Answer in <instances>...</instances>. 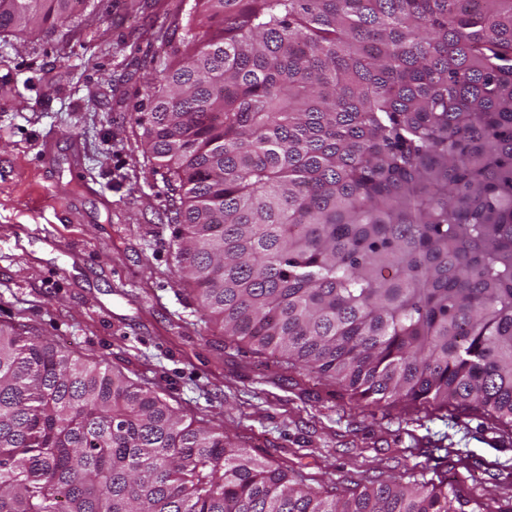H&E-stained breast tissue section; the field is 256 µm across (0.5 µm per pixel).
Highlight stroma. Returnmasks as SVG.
<instances>
[{
	"label": "stroma",
	"instance_id": "obj_1",
	"mask_svg": "<svg viewBox=\"0 0 512 512\" xmlns=\"http://www.w3.org/2000/svg\"><path fill=\"white\" fill-rule=\"evenodd\" d=\"M95 3L80 28L0 35V325L150 380L187 417L223 425L226 440L310 486L439 474L501 512L512 431L495 420L359 407L205 329L175 274L167 175L136 123L164 51L156 32L186 23L192 0Z\"/></svg>",
	"mask_w": 512,
	"mask_h": 512
}]
</instances>
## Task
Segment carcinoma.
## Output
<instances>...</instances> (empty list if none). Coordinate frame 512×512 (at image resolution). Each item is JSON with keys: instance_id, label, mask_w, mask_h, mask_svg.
<instances>
[{"instance_id": "carcinoma-1", "label": "carcinoma", "mask_w": 512, "mask_h": 512, "mask_svg": "<svg viewBox=\"0 0 512 512\" xmlns=\"http://www.w3.org/2000/svg\"><path fill=\"white\" fill-rule=\"evenodd\" d=\"M90 0H0V35ZM137 118L205 323L358 404L512 429V0H193ZM328 498L142 380L0 327V512H465Z\"/></svg>"}]
</instances>
